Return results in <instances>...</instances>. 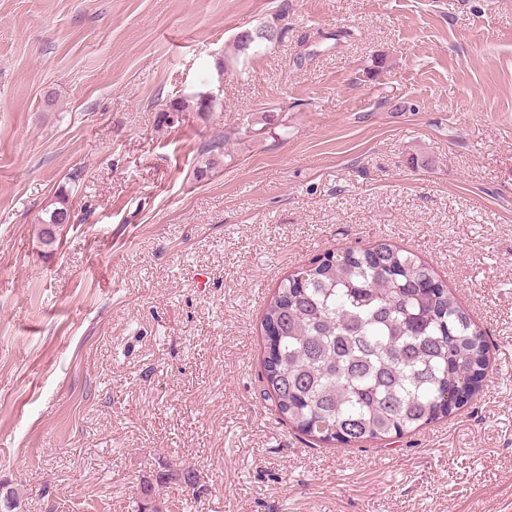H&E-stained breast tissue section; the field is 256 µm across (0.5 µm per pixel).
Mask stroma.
<instances>
[{
	"mask_svg": "<svg viewBox=\"0 0 512 512\" xmlns=\"http://www.w3.org/2000/svg\"><path fill=\"white\" fill-rule=\"evenodd\" d=\"M198 92L215 112L161 124ZM383 239L487 330L483 389L389 446L309 445L261 396L263 306ZM179 462L199 489L163 512H512V0H0V483L133 512ZM273 23L265 22L254 30L243 31L248 32L250 35L248 40H245L244 37H242V32H240V34L238 33L239 35L237 34L234 40L237 51L245 53V51L252 48L261 45L266 47L280 41L284 37L285 28H278V26ZM71 193L66 189V187L59 189L56 193L54 201L50 204L49 207L44 208L42 210V216L39 218V236L42 239V242L45 246H52L53 243L46 237V233L44 230L45 224H54L55 216L59 212L71 211Z\"/></svg>",
	"mask_w": 512,
	"mask_h": 512,
	"instance_id": "obj_1",
	"label": "stroma"
}]
</instances>
